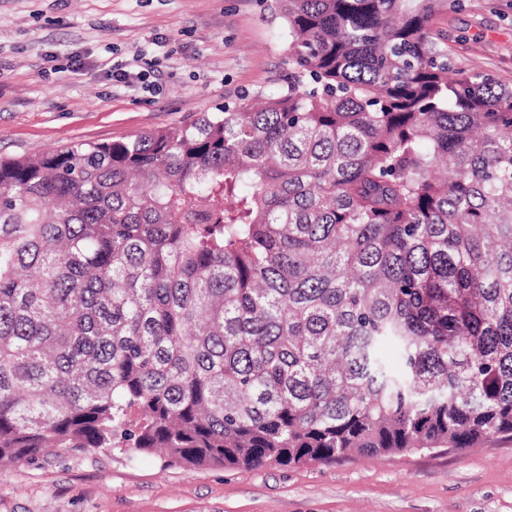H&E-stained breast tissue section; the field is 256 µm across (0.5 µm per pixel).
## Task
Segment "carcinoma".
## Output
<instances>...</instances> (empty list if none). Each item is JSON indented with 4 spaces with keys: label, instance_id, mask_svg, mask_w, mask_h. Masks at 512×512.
<instances>
[{
    "label": "carcinoma",
    "instance_id": "cac0c4a2",
    "mask_svg": "<svg viewBox=\"0 0 512 512\" xmlns=\"http://www.w3.org/2000/svg\"><path fill=\"white\" fill-rule=\"evenodd\" d=\"M293 76L0 158V466L259 468L512 436V88L462 0H280ZM433 23L456 67L512 84V0H464Z\"/></svg>",
    "mask_w": 512,
    "mask_h": 512
}]
</instances>
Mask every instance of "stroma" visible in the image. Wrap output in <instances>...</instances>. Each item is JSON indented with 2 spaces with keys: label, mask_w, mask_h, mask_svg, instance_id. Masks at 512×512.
<instances>
[{
  "label": "stroma",
  "mask_w": 512,
  "mask_h": 512,
  "mask_svg": "<svg viewBox=\"0 0 512 512\" xmlns=\"http://www.w3.org/2000/svg\"><path fill=\"white\" fill-rule=\"evenodd\" d=\"M433 28L456 67L512 84V0H464ZM290 75L278 0H0V157L181 125ZM0 512H512V437L257 469L57 448L0 468Z\"/></svg>",
  "instance_id": "stroma-1"
}]
</instances>
